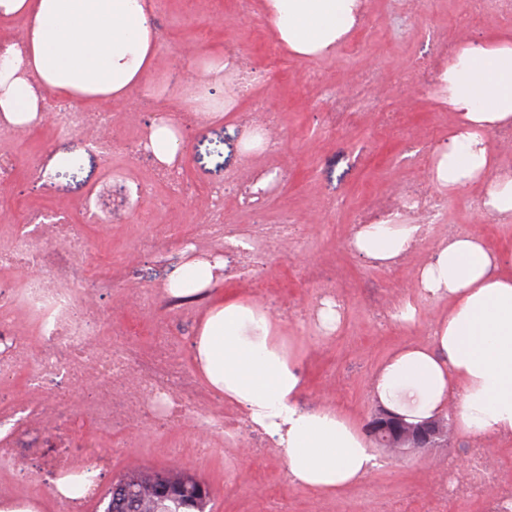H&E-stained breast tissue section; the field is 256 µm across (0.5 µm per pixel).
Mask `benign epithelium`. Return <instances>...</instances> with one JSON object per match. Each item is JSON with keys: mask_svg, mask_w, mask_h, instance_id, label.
Wrapping results in <instances>:
<instances>
[{"mask_svg": "<svg viewBox=\"0 0 512 512\" xmlns=\"http://www.w3.org/2000/svg\"><path fill=\"white\" fill-rule=\"evenodd\" d=\"M450 423L443 418L410 424L385 409L379 410L367 424V432L376 442L396 451L436 448L448 436Z\"/></svg>", "mask_w": 512, "mask_h": 512, "instance_id": "benign-epithelium-1", "label": "benign epithelium"}]
</instances>
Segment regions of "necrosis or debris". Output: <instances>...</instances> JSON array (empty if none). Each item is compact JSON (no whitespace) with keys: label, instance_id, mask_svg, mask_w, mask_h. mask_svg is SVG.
Listing matches in <instances>:
<instances>
[{"label":"necrosis or debris","instance_id":"necrosis-or-debris-1","mask_svg":"<svg viewBox=\"0 0 512 512\" xmlns=\"http://www.w3.org/2000/svg\"><path fill=\"white\" fill-rule=\"evenodd\" d=\"M445 205L444 198L409 185L399 202L380 203L372 211L356 214L354 222L420 219ZM295 234V225L287 221L251 226L247 231L251 247L244 252L249 267L262 265L271 251L287 246ZM86 249V239L74 231L65 216L42 212L29 213L10 245L0 247V270L28 271L23 288L0 289V380L24 375L32 394L28 415L46 422L65 400L60 382L89 379L100 391L99 400L84 412L95 428L112 426V382L116 379L136 382L140 393L137 409L181 420L194 403L193 377L185 371L178 351L169 345H159L153 358L145 359L130 341L101 340L103 322L92 293L84 289L86 271L77 263ZM19 310L43 341L39 352H31L27 339L10 330ZM111 467L112 456L102 449L79 462L68 449L59 448L42 462L43 471L55 477L79 472L92 476L83 497L64 500L63 512H82L84 500L102 492Z\"/></svg>","mask_w":512,"mask_h":512}]
</instances>
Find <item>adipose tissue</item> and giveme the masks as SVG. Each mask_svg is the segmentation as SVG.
I'll return each mask as SVG.
<instances>
[{"mask_svg":"<svg viewBox=\"0 0 512 512\" xmlns=\"http://www.w3.org/2000/svg\"><path fill=\"white\" fill-rule=\"evenodd\" d=\"M363 0H263L278 39L300 57L332 53L355 29ZM25 18L21 39L0 40V130H25L44 117V94L88 102L153 92L158 52L153 0H0V19ZM228 65L221 52L203 56L197 75L169 76L207 99ZM455 124L432 169L433 182L459 190L481 182L491 214L512 219V174L498 171L490 137L512 126V38L467 42L440 75ZM414 224H366L355 251L391 261L415 242ZM224 277V261H187L166 292L196 299ZM424 296L447 301L425 343L409 345L376 370L370 391L383 408L418 423L451 416L475 438H512V269L476 233L441 241L418 273ZM192 352L207 385L224 394L249 423L271 437L290 482L333 493L368 477L378 458L357 427L333 409L301 406V362L253 300L228 298L204 313Z\"/></svg>","mask_w":512,"mask_h":512,"instance_id":"1","label":"adipose tissue"}]
</instances>
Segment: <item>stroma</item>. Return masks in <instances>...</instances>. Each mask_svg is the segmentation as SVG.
<instances>
[{
    "mask_svg": "<svg viewBox=\"0 0 512 512\" xmlns=\"http://www.w3.org/2000/svg\"><path fill=\"white\" fill-rule=\"evenodd\" d=\"M158 54L149 80L152 98L130 110L128 101L89 102L87 111L108 110L107 131L92 128L59 134L50 118L58 99L47 94V118L30 130L0 133V154L15 158L13 180L0 185V245L14 235L26 212L63 211L85 236L87 250L79 260L90 284L110 281L95 294L105 325L137 334L143 357H152L155 335L165 336L190 360L203 303L171 305L163 289L186 257L176 246L157 251L154 240L166 226L192 234L210 207L208 191L224 190V217L240 230L272 224L281 215L299 225L287 253L270 254L264 266L213 286V293L234 292L261 303L278 319L281 336L301 359L309 408L332 407L358 426H365L379 405L369 383L376 367L397 348L424 340L425 327L446 309L441 301L419 296L416 276L438 244L466 227L484 235L503 266L512 268V227L487 219L473 206L482 195L473 186L449 194L447 206L430 220L432 231L391 272L348 249L353 218L392 193L396 184L420 178L418 152L446 146L454 115L447 96L433 83L429 59L448 44L480 41L495 33H512V20L481 10L469 0H364L360 25L331 54L302 59L276 37L261 0H154ZM237 48L248 67L262 77L247 96L237 98L222 119L208 121L181 91L164 87L163 78L182 58L194 67L197 54ZM380 77L363 89L366 73ZM365 95L367 105L333 125L329 109L336 95ZM178 124L185 151L178 160L184 189L168 197L155 182L152 153L106 156L91 141L99 134L117 140L145 137L158 114ZM263 127L274 152H243L255 127ZM77 159L76 167L58 166L51 187L42 190L33 163L56 156ZM276 169L278 184L243 203L242 193L257 174ZM153 183L150 193L136 186ZM103 200L110 213L100 224L84 221L88 201ZM156 293L152 305L143 291ZM346 301L335 332H320L313 319L321 301ZM416 302L422 323H394L390 313L402 300ZM132 385H112L116 406L111 432L101 433L83 420L95 399L92 387L72 389L56 416L59 428L28 423L18 440L20 450L0 467V498L26 497L43 503V512H62L53 500V479L39 485L20 481L19 470H36L27 448L53 452L70 448L85 459L89 446L108 449L112 467L108 482L136 469L164 471L172 464L195 473L210 490V512H483L484 497L441 498L440 488L454 467H467L481 454L499 480L497 492H512V439L473 438L449 430L444 446L399 457L379 449L380 465L363 481L329 495L291 484L282 455L266 435L244 424L236 406L198 383L200 411L223 416L235 425L234 436L214 431L208 454H196L192 443L195 415L165 424L151 414L130 419L127 396Z\"/></svg>",
    "mask_w": 512,
    "mask_h": 512,
    "instance_id": "1",
    "label": "stroma"
}]
</instances>
